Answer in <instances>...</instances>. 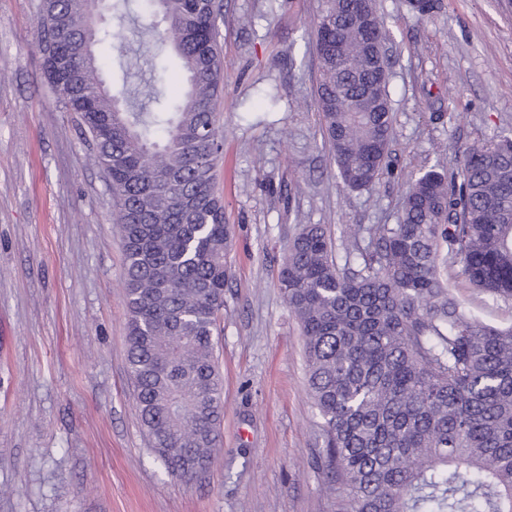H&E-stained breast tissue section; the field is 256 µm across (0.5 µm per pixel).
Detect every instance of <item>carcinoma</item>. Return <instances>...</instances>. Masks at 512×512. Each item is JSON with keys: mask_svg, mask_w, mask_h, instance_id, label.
I'll list each match as a JSON object with an SVG mask.
<instances>
[{"mask_svg": "<svg viewBox=\"0 0 512 512\" xmlns=\"http://www.w3.org/2000/svg\"><path fill=\"white\" fill-rule=\"evenodd\" d=\"M89 0H43L45 71L66 111L80 115L112 181L124 244L127 362L150 447L172 475L205 471L220 441L224 382L215 332L224 309L230 238L216 167L224 130L217 0H148L160 24L142 28L170 51L185 86L149 77L104 85L96 54L123 39L131 0H112L119 24L94 25ZM350 0H322L314 45L323 134L338 176L368 190L387 167L390 91L367 97L370 46L384 22L364 27ZM63 45L73 76L48 51ZM366 232L369 245H359ZM361 263L339 265L323 224H305L288 247L279 286L304 339L308 390L324 420L321 465L340 512H512V326L494 327L453 294L461 277L512 300V138L463 150L457 169L433 167L408 188L396 224L353 229Z\"/></svg>", "mask_w": 512, "mask_h": 512, "instance_id": "cac0c4a2", "label": "carcinoma"}]
</instances>
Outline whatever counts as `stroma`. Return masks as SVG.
Wrapping results in <instances>:
<instances>
[{"instance_id": "obj_1", "label": "stroma", "mask_w": 512, "mask_h": 512, "mask_svg": "<svg viewBox=\"0 0 512 512\" xmlns=\"http://www.w3.org/2000/svg\"><path fill=\"white\" fill-rule=\"evenodd\" d=\"M440 2L420 21L405 0H373L391 46V167L352 191L321 131V0H223L224 416L210 466L184 481L135 409L112 192L51 92L42 0H0V512H337L278 274L301 225H327L339 246L347 226L397 223L424 169L512 137V0ZM455 285L482 321L512 325V301Z\"/></svg>"}]
</instances>
